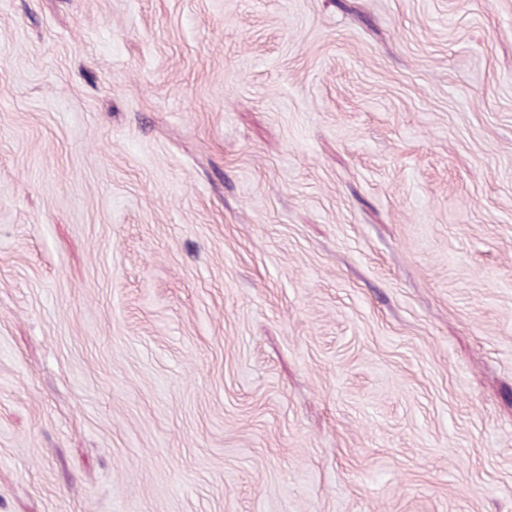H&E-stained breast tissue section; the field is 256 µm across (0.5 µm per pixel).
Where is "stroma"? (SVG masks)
I'll list each match as a JSON object with an SVG mask.
<instances>
[{"mask_svg": "<svg viewBox=\"0 0 512 512\" xmlns=\"http://www.w3.org/2000/svg\"><path fill=\"white\" fill-rule=\"evenodd\" d=\"M0 512H512V0H0Z\"/></svg>", "mask_w": 512, "mask_h": 512, "instance_id": "stroma-1", "label": "stroma"}]
</instances>
